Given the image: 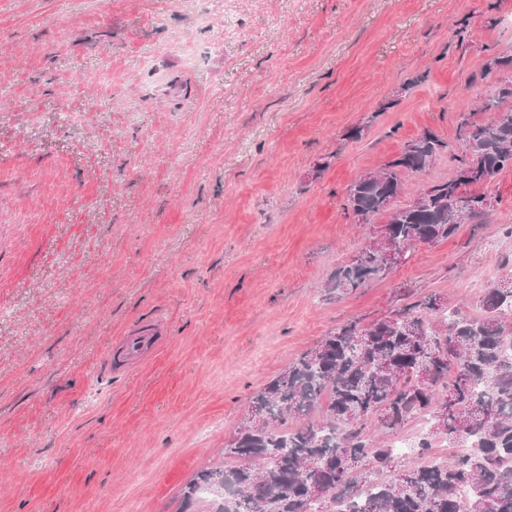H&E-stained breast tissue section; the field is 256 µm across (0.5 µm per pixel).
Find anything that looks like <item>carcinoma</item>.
<instances>
[{
	"mask_svg": "<svg viewBox=\"0 0 512 512\" xmlns=\"http://www.w3.org/2000/svg\"><path fill=\"white\" fill-rule=\"evenodd\" d=\"M490 94L487 124L461 117L456 176L423 189L403 207L402 175L430 169L447 144L427 131L385 168L356 177L344 208L356 217L389 213L378 232L396 248L367 245L334 272L328 288L351 293L381 277L424 242L436 243L487 207L462 187L512 169V108ZM479 316L449 309L436 294L367 325L348 322L294 359L250 400L224 445L222 465L184 487V508L208 495V512H512V271L485 289ZM320 411L321 419L288 422ZM276 421L257 428L254 414ZM422 463L394 480V438L415 418ZM448 458L433 457L434 440ZM361 464L356 470L347 461Z\"/></svg>",
	"mask_w": 512,
	"mask_h": 512,
	"instance_id": "cac0c4a2",
	"label": "carcinoma"
}]
</instances>
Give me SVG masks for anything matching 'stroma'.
Here are the masks:
<instances>
[{
  "label": "stroma",
  "mask_w": 512,
  "mask_h": 512,
  "mask_svg": "<svg viewBox=\"0 0 512 512\" xmlns=\"http://www.w3.org/2000/svg\"><path fill=\"white\" fill-rule=\"evenodd\" d=\"M0 0V512H182L251 397L350 321L512 263L487 212L384 278L326 284L381 224L345 188L432 131L400 203L456 175L512 56V0ZM364 126L361 139L350 138ZM167 334L106 364L133 325Z\"/></svg>",
  "instance_id": "35a3bbf8"
}]
</instances>
